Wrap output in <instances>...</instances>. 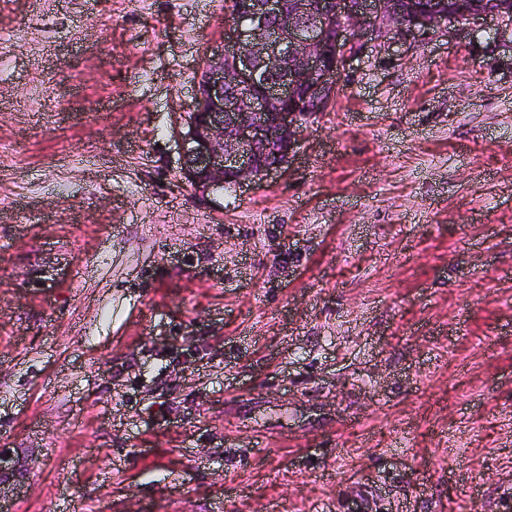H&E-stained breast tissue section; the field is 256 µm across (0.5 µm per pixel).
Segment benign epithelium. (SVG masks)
I'll use <instances>...</instances> for the list:
<instances>
[{
    "mask_svg": "<svg viewBox=\"0 0 512 512\" xmlns=\"http://www.w3.org/2000/svg\"><path fill=\"white\" fill-rule=\"evenodd\" d=\"M511 12H436L396 0H232L224 46L205 55L182 133L183 177L201 195L264 183L295 157L303 120L343 83L348 50L385 28L401 36L452 22L476 30Z\"/></svg>",
    "mask_w": 512,
    "mask_h": 512,
    "instance_id": "benign-epithelium-1",
    "label": "benign epithelium"
}]
</instances>
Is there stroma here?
Instances as JSON below:
<instances>
[{"label":"stroma","mask_w":512,"mask_h":512,"mask_svg":"<svg viewBox=\"0 0 512 512\" xmlns=\"http://www.w3.org/2000/svg\"><path fill=\"white\" fill-rule=\"evenodd\" d=\"M226 0H0L12 512H507L512 23L385 31L289 169L175 133Z\"/></svg>","instance_id":"obj_1"}]
</instances>
